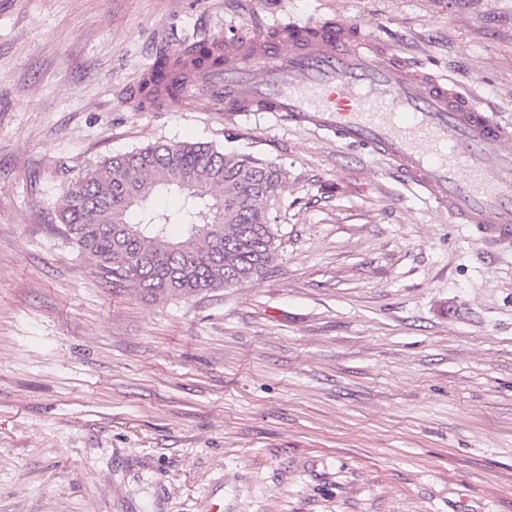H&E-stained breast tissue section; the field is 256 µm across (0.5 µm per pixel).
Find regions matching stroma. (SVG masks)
I'll return each instance as SVG.
<instances>
[{"mask_svg":"<svg viewBox=\"0 0 512 512\" xmlns=\"http://www.w3.org/2000/svg\"><path fill=\"white\" fill-rule=\"evenodd\" d=\"M338 13L512 122V0H0V512H512V239L268 113L129 102L159 52ZM173 140L284 168L261 279L155 302L59 234Z\"/></svg>","mask_w":512,"mask_h":512,"instance_id":"obj_1","label":"stroma"}]
</instances>
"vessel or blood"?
Instances as JSON below:
<instances>
[{"label": "vessel or blood", "instance_id": "obj_1", "mask_svg": "<svg viewBox=\"0 0 512 512\" xmlns=\"http://www.w3.org/2000/svg\"><path fill=\"white\" fill-rule=\"evenodd\" d=\"M279 38L225 39L224 65L189 80L182 103L266 112L399 171L454 223L512 238V125L424 73L344 16L274 24Z\"/></svg>", "mask_w": 512, "mask_h": 512}]
</instances>
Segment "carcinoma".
Here are the masks:
<instances>
[{"instance_id":"1","label":"carcinoma","mask_w":512,"mask_h":512,"mask_svg":"<svg viewBox=\"0 0 512 512\" xmlns=\"http://www.w3.org/2000/svg\"><path fill=\"white\" fill-rule=\"evenodd\" d=\"M204 42L164 54L144 77L142 106L180 98L185 79L223 63ZM281 165L203 142H165L115 155L63 193L65 239L97 273L156 300L190 298L264 276L281 242L272 208ZM174 192L182 203L160 209Z\"/></svg>"}]
</instances>
